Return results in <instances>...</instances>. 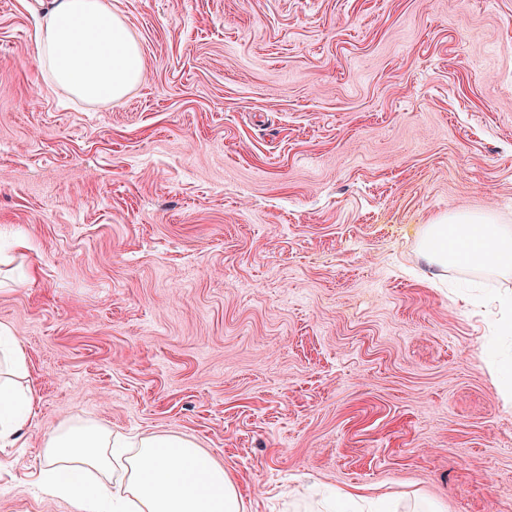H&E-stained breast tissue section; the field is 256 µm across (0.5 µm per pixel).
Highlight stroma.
Masks as SVG:
<instances>
[{
	"mask_svg": "<svg viewBox=\"0 0 512 512\" xmlns=\"http://www.w3.org/2000/svg\"><path fill=\"white\" fill-rule=\"evenodd\" d=\"M122 101L38 68L50 0H0V323L35 417L0 512L68 417L192 438L247 512L320 488L512 512V277L419 249L451 211L512 225V0H110Z\"/></svg>",
	"mask_w": 512,
	"mask_h": 512,
	"instance_id": "stroma-1",
	"label": "stroma"
}]
</instances>
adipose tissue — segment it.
Instances as JSON below:
<instances>
[{
  "label": "adipose tissue",
  "mask_w": 512,
  "mask_h": 512,
  "mask_svg": "<svg viewBox=\"0 0 512 512\" xmlns=\"http://www.w3.org/2000/svg\"><path fill=\"white\" fill-rule=\"evenodd\" d=\"M39 66L86 103L124 99L145 78L138 42L108 0H51L39 34ZM420 248L439 269L512 273V226L491 212H451L425 225ZM28 359L0 324V447L18 444L35 414ZM33 485L74 512H246L231 474L189 439L126 438L91 418L62 420L43 439Z\"/></svg>",
  "instance_id": "ef3b65f1"
}]
</instances>
